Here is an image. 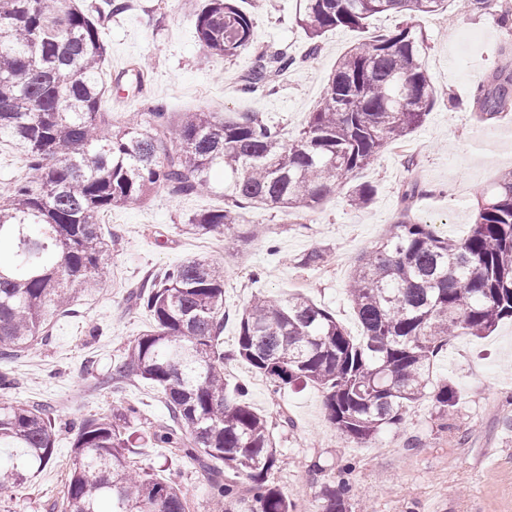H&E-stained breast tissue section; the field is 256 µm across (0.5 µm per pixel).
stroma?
<instances>
[{
    "mask_svg": "<svg viewBox=\"0 0 512 512\" xmlns=\"http://www.w3.org/2000/svg\"><path fill=\"white\" fill-rule=\"evenodd\" d=\"M494 2L472 10L450 0L443 12L415 17L428 37L424 62L437 101L418 131L361 172V181L376 187L370 206L350 207L344 192L336 191L312 212L245 210V223L267 225L268 233L237 256L223 232L199 235L185 227L190 216L223 208V197L212 193L174 196L159 189L147 201L102 216V233L112 243L100 289L68 312L53 314L47 340L10 366L13 398L48 404L60 431L53 464L0 494V512H54L62 500L75 426L111 414L114 400L138 407L134 430L143 433L164 420L162 395L148 382L135 378L116 392L102 383L125 358L129 342L151 323L144 309L127 302L129 286L186 259L206 257L224 267L225 348L235 344L238 314L260 293L305 294L357 336L361 328L345 295L350 271L403 208L442 232L465 231L483 192L512 170V113L489 125L472 110L478 82L512 63L503 52L512 33L493 20L512 0ZM296 9L297 0H264L254 16L250 48L225 58L200 46L192 0H128L127 9L103 18L100 29L107 46L103 70L114 85L106 99L114 124L160 104L174 117L200 107L222 116L248 112L296 134L322 97L338 57L402 20L386 13L363 29H336L314 52L295 23ZM280 49L299 57V66L265 93H242L241 78L257 55ZM136 65L146 78L134 95L123 86ZM412 181L425 194L407 206L402 192ZM314 249L324 251V263L300 266V258ZM226 375L230 382L245 383L251 406L274 422L281 458L274 479L295 512H310L324 485L345 478L354 488L350 512H512V429L505 426L512 419L511 319L484 338L451 337L437 356L435 381L450 380L459 391L452 413L422 399L398 429L364 448L353 447L331 424L318 387H291L273 397L265 379L244 363L228 364ZM283 406L285 427L278 424ZM132 458L176 485L190 512H208L207 476L196 463L146 442Z\"/></svg>",
    "mask_w": 512,
    "mask_h": 512,
    "instance_id": "stroma-1",
    "label": "stroma"
}]
</instances>
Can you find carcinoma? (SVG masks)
<instances>
[{"instance_id": "obj_1", "label": "carcinoma", "mask_w": 512, "mask_h": 512, "mask_svg": "<svg viewBox=\"0 0 512 512\" xmlns=\"http://www.w3.org/2000/svg\"><path fill=\"white\" fill-rule=\"evenodd\" d=\"M201 0L196 31L211 55L235 56L254 38L253 2ZM445 0H299L296 23L311 48L338 27L371 17L440 11ZM126 0H0V141L7 140L34 179L0 194V366L48 335L47 312L67 309L102 283L109 246L100 216L141 202L155 188L176 195L213 192L224 174V207L188 218L198 234L227 230L249 244L262 236L243 210H313L338 188L354 208L375 188L357 181L388 146L423 124L435 103L423 63L425 36L410 20L347 51L315 109L294 136L254 114L222 117L199 109L176 122L160 108L113 129L104 109L112 91L102 77L103 17ZM296 58L260 55L242 90L254 93ZM473 108L494 123L512 108V72L479 85ZM404 208L390 233L361 255L348 298L362 334L354 337L306 295L257 296L238 318L224 350V267L193 259L141 282L131 299L152 325L112 370V387L132 378L157 387L167 421L145 437L128 432L138 414L124 403L82 422L62 512H189L174 485L130 460L146 438L199 464L208 474L213 512H293L274 481L280 457L267 417L247 388L224 379L242 361L273 394L295 384L320 388L330 422L357 447L398 427L410 404L432 396L444 413L454 387H433V366L451 336H487L512 319V172L479 204L458 236L410 218ZM14 381L0 371V493L34 478L52 460L58 427L50 406L7 399ZM346 485H328L316 512H348Z\"/></svg>"}]
</instances>
